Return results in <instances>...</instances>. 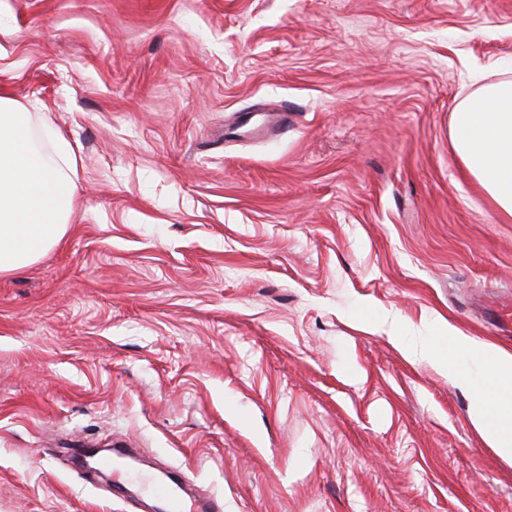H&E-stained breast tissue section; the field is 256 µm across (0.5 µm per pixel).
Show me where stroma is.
<instances>
[{
	"mask_svg": "<svg viewBox=\"0 0 512 512\" xmlns=\"http://www.w3.org/2000/svg\"><path fill=\"white\" fill-rule=\"evenodd\" d=\"M512 78V0H0V90L78 204L0 275V512H135L74 451L224 512H512L470 397L376 327L512 352V221L456 104Z\"/></svg>",
	"mask_w": 512,
	"mask_h": 512,
	"instance_id": "stroma-1",
	"label": "stroma"
}]
</instances>
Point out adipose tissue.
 Here are the masks:
<instances>
[{
    "label": "adipose tissue",
    "mask_w": 512,
    "mask_h": 512,
    "mask_svg": "<svg viewBox=\"0 0 512 512\" xmlns=\"http://www.w3.org/2000/svg\"><path fill=\"white\" fill-rule=\"evenodd\" d=\"M451 139L466 171L493 201L501 217L512 218V78L480 87L452 114ZM52 154L32 143L30 115L0 94V275L18 273L44 257L65 235L77 200V186L66 170L75 162L71 143L52 134ZM452 347L470 355L468 368L448 359L422 336L399 342L412 359L434 362L454 385L471 395L470 419L489 447L512 458V385L496 382L512 369V353L493 345L471 349L468 337L449 331ZM495 385L485 396L481 382Z\"/></svg>",
    "instance_id": "adipose-tissue-1"
}]
</instances>
